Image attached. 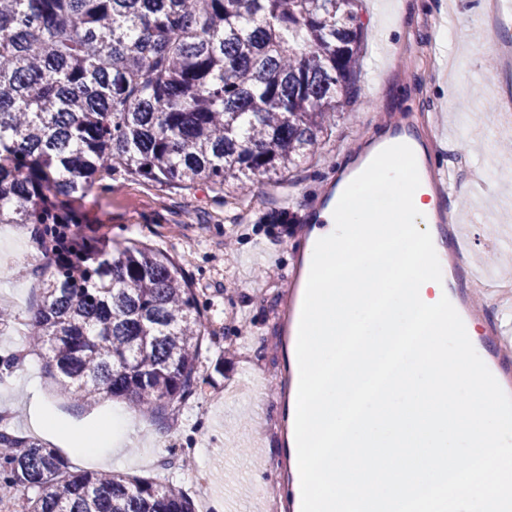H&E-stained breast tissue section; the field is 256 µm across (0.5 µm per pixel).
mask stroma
<instances>
[{
	"label": "stroma",
	"instance_id": "35a3bbf8",
	"mask_svg": "<svg viewBox=\"0 0 512 512\" xmlns=\"http://www.w3.org/2000/svg\"><path fill=\"white\" fill-rule=\"evenodd\" d=\"M492 2L397 0L393 16L386 17L375 12L374 0H361L357 105L337 115L312 160L247 201L229 189L219 193L201 184L183 191L122 172L113 174L111 192L95 191L84 200L91 230L111 234L118 244L134 239L173 256L211 320L197 393L171 406L178 428L136 417L124 453L100 447L106 471L150 476L189 492L201 477L215 512H267L261 484L292 480L282 438L261 428L285 423L281 383L291 377L288 341L277 336L273 323L302 241L299 226L314 216L312 200L341 181L344 164L362 154L369 140L393 135L398 126L426 147L432 169L447 171L448 188L436 204L458 225L476 279L512 282V268L498 261L512 233V152L498 155L491 222H469L471 203L459 194L461 183L484 172L488 140L512 142V123L494 122L512 99V65L500 58L487 66L484 44L473 38L474 16L489 15ZM450 12L457 17L451 39L462 62L452 71L434 45L438 21ZM265 215L287 217V228L262 223ZM38 278L26 264L0 267V306L29 317L37 306ZM28 349L27 336L0 328V359L15 360L0 381V407L13 412L9 430L53 444L78 469L97 470L96 462L71 452L69 441L99 431L119 401L104 396L87 406L62 400ZM186 448L203 454L192 466L158 469V460Z\"/></svg>",
	"mask_w": 512,
	"mask_h": 512
}]
</instances>
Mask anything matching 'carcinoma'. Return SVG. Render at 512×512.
<instances>
[{
    "instance_id": "1",
    "label": "carcinoma",
    "mask_w": 512,
    "mask_h": 512,
    "mask_svg": "<svg viewBox=\"0 0 512 512\" xmlns=\"http://www.w3.org/2000/svg\"><path fill=\"white\" fill-rule=\"evenodd\" d=\"M357 0H0V224L33 225L29 345L59 391L162 414L195 393L207 309L168 253L82 233L73 201L118 169L253 192L316 155L357 103ZM68 224L59 246L50 227ZM21 512H195L183 489L73 470L0 430Z\"/></svg>"
}]
</instances>
